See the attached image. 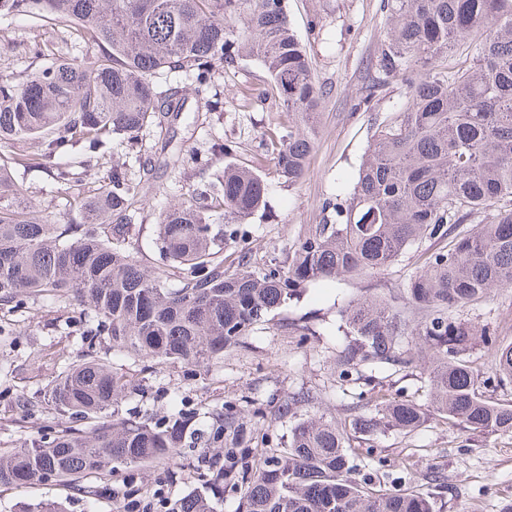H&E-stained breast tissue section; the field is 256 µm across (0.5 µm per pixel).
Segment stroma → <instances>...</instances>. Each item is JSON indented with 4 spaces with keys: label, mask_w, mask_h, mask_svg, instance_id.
<instances>
[{
    "label": "stroma",
    "mask_w": 512,
    "mask_h": 512,
    "mask_svg": "<svg viewBox=\"0 0 512 512\" xmlns=\"http://www.w3.org/2000/svg\"><path fill=\"white\" fill-rule=\"evenodd\" d=\"M288 17L311 59L312 71L324 88L316 120V143L310 173L288 185L273 182L270 211L246 227L237 246L225 249L224 261L236 262L247 252L253 268H261L269 256H284L309 229L322 223L325 198L351 186L365 157L375 122L393 111L405 96L400 81L388 77L374 98L365 88L377 77L371 67L380 53L387 17L381 0H288ZM54 43L75 60L91 52L89 45L69 33L41 21L25 18L0 20V78H21L46 66L34 57L35 45ZM266 71L256 61L239 58L216 74L214 84L221 102L216 111L198 112L190 78L171 75L168 86L181 90L185 110L172 121L166 135L144 133L140 152L113 142L115 163L129 177L139 178L141 163L152 167L145 196L133 200V224L124 246L150 268L159 263L153 232L159 209L178 202L222 167L224 156L215 154V141L235 145L233 161L273 170L274 158L264 148V133L272 116L283 107L275 98L257 99ZM198 153L201 167L182 171L167 166L168 146ZM107 167L94 168L83 181L60 185L41 170L16 173L15 178L28 209L34 215L53 212L65 216L76 194L92 193ZM426 240L411 247L379 275L325 279L314 282L300 297L255 326L223 358L203 366L169 363L145 375L144 365L122 352L112 355V367L138 381L139 387L118 407L124 418L153 413L160 418L174 407L195 410L198 427H207L213 410L223 409L247 424V445L234 449L225 460L224 490L211 495L214 512H238L246 489L245 477L258 455L284 447L295 424L294 416H282L281 406L298 394H308L315 410L341 421L365 412L371 390L421 405L429 403V382L422 365L405 368L387 365L375 371L361 370L355 381L336 373V353L344 342L338 327L348 304L365 296L386 299L399 314L407 331L401 346L413 347L411 336L418 314L409 302L404 285L424 251L439 250ZM79 306L63 308L49 299H22L15 312L0 322V450L18 447L31 435H50L53 425L41 411L43 387L55 376L62 361L78 358ZM465 315L488 325L495 345L476 343L469 358L479 372L478 386L488 400L512 403V383L493 377L496 346L512 343V288L494 291L490 297L467 308ZM25 394L29 411L17 409L15 397ZM375 460L361 456L357 465L376 474L382 488H417L432 493L436 512H503L512 504V437L503 434H470L433 416L410 433L388 430L371 436ZM203 449L187 452L180 468L152 463L122 469L110 476L112 495L88 507L81 486L56 482L37 483L22 489L0 486V512H24L47 499L65 501L68 512H116L124 495L143 500L163 489L175 500L205 491L197 470Z\"/></svg>",
    "instance_id": "1"
}]
</instances>
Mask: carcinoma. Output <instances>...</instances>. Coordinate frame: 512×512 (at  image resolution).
Instances as JSON below:
<instances>
[{
    "instance_id": "1",
    "label": "carcinoma",
    "mask_w": 512,
    "mask_h": 512,
    "mask_svg": "<svg viewBox=\"0 0 512 512\" xmlns=\"http://www.w3.org/2000/svg\"><path fill=\"white\" fill-rule=\"evenodd\" d=\"M388 27L374 67L405 86V98L379 122L366 159L344 196L322 210L282 258L251 269L250 257L224 268V246L239 225L268 209L267 174L234 162L181 201L158 212L165 258L145 269L123 242L131 201L145 182L114 168L95 192L74 197L67 220L27 217L15 170L44 169L60 184L81 181L119 141L134 147L145 129L163 128L184 100L158 91L160 72H184L206 111L217 108L212 78L245 57L268 73L258 95L277 97L288 123L265 133L273 174L303 180L315 147L314 117L324 96L286 0H0V17L25 16L70 28L94 52L80 62L34 48L52 62L0 82V306L16 298L79 302L86 350L44 387L43 412L66 426L0 452V485L77 483L120 467L175 464L199 444L237 448L242 426L212 412L199 432L196 412L114 419L87 431L70 427L109 413L131 385L112 370L115 350L154 365L208 364L320 279L379 275L427 239L448 244L424 254L404 289L419 314L415 336L430 352L432 409L452 426L512 434V405L479 393L468 351L491 341L463 317L474 303L512 288V0H383ZM483 216L472 230L463 225ZM401 321L389 303L363 296L345 314L344 377L359 366L415 362L399 348ZM495 374L512 380V344L496 350ZM370 412L340 425L316 413L298 418L285 448L259 459L238 512H435L428 493L377 489L355 477L353 440L385 430L410 433L428 414L414 401L373 392ZM217 489L224 471L201 459ZM173 512H214L202 494Z\"/></svg>"
}]
</instances>
